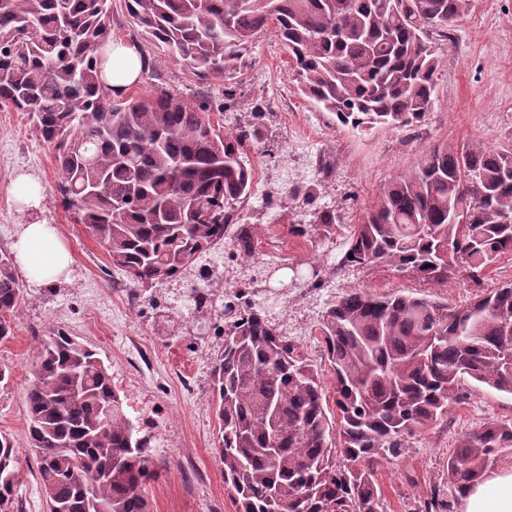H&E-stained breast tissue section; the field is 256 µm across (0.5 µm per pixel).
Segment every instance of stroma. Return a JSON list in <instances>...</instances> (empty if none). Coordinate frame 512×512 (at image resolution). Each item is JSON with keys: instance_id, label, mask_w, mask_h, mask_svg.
Instances as JSON below:
<instances>
[{"instance_id": "35a3bbf8", "label": "stroma", "mask_w": 512, "mask_h": 512, "mask_svg": "<svg viewBox=\"0 0 512 512\" xmlns=\"http://www.w3.org/2000/svg\"><path fill=\"white\" fill-rule=\"evenodd\" d=\"M436 45L441 67L432 108L420 126L361 132L337 125L335 115L319 111L298 90L294 60L273 30L258 35L239 107L209 114L231 131L248 120L254 100L268 106L257 137L272 143L274 155L249 152L255 179L243 205L259 226L256 253L243 261L217 244L176 277L138 290L112 268L87 226L62 208L54 152L29 115L0 109V248L11 249L20 224L38 220L56 226L72 258L69 276L55 283L23 282L25 302L14 334L0 341V367L11 371L9 383L0 386V432L10 434L19 450L16 492L24 512H49L29 450L24 393L38 345L52 329L68 330L98 353L128 415L150 435L157 473L147 487L151 512H235L216 454L218 422L211 405V367L223 343L227 297L240 291L264 306L317 370L329 395L334 375L317 325L345 290L412 293L457 305L472 301L477 289L467 281L433 286L384 263L340 262L352 226L361 223L383 187L411 170L429 148L477 141L512 146V0H471L448 39ZM151 59L171 92L191 102L223 100L222 83L198 80L163 53ZM155 75L144 76L136 91L152 90ZM314 152L320 164L312 168L308 157ZM292 166L309 167L310 173L291 179ZM20 172L45 190L40 209L26 215L12 193ZM295 187L309 189L311 198L292 195ZM326 208L336 214L335 236L313 246L290 234V225L311 223L314 212ZM198 293L205 297L199 306L193 302ZM462 389V402L446 419L416 432L402 457L379 466L384 512H420L434 490L445 486L457 434L512 419L511 394L470 379Z\"/></svg>"}]
</instances>
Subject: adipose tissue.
I'll list each match as a JSON object with an SVG mask.
<instances>
[{"label":"adipose tissue","instance_id":"1","mask_svg":"<svg viewBox=\"0 0 512 512\" xmlns=\"http://www.w3.org/2000/svg\"><path fill=\"white\" fill-rule=\"evenodd\" d=\"M113 95H123L148 70L150 60L137 45L112 39L97 52ZM26 278L47 285L68 276L71 259L53 225L33 221L20 225L14 244ZM462 512H512V467L499 468L491 477L472 486L462 499Z\"/></svg>","mask_w":512,"mask_h":512}]
</instances>
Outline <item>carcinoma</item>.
I'll return each instance as SVG.
<instances>
[{"label":"carcinoma","instance_id":"carcinoma-1","mask_svg":"<svg viewBox=\"0 0 512 512\" xmlns=\"http://www.w3.org/2000/svg\"><path fill=\"white\" fill-rule=\"evenodd\" d=\"M470 0H0V108L30 115L54 149L64 210L74 211L136 286L176 276L218 243L251 257L256 225L247 150L265 117L224 132L207 102L163 88L116 99L97 49L129 28L201 80L224 83L236 107L246 55L270 19L295 60L300 90L343 127L412 128L431 110L437 47ZM311 244L335 235L327 210L290 225ZM512 253V147L437 146L392 180L342 262L388 263L433 284H481ZM243 294L224 305L213 406L224 486L237 512H383L379 465L405 437L448 414L469 377L512 394V281L465 306L413 294L345 291L318 335L336 381L330 417L317 372ZM25 302L14 256L0 250V341ZM29 446L49 512H151L150 440L86 344L58 329L26 387ZM339 456L338 464L330 461ZM512 463V419L458 435L448 458L455 498ZM19 451L0 433V512L15 498Z\"/></svg>","mask_w":512,"mask_h":512}]
</instances>
